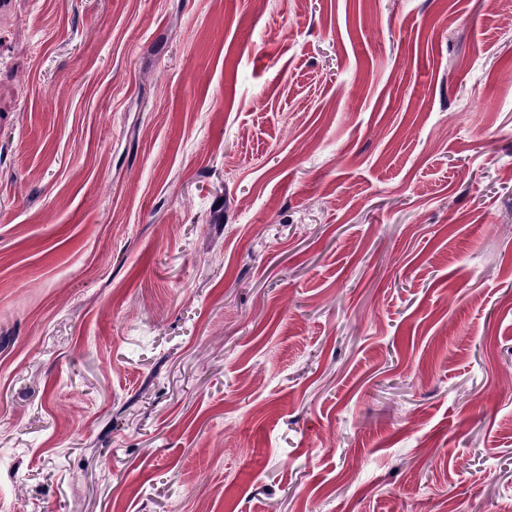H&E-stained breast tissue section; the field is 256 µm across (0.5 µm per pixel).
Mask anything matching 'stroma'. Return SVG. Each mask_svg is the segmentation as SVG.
Here are the masks:
<instances>
[{
  "label": "stroma",
  "mask_w": 512,
  "mask_h": 512,
  "mask_svg": "<svg viewBox=\"0 0 512 512\" xmlns=\"http://www.w3.org/2000/svg\"><path fill=\"white\" fill-rule=\"evenodd\" d=\"M0 512H512V0H0Z\"/></svg>",
  "instance_id": "1"
}]
</instances>
